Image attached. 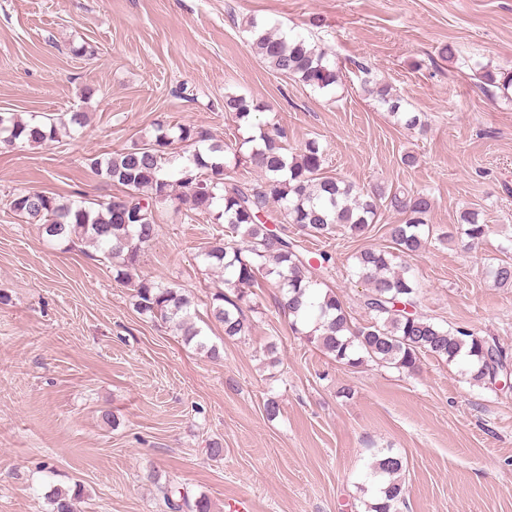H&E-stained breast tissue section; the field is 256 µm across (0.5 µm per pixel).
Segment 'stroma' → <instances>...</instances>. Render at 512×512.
Segmentation results:
<instances>
[{
	"instance_id": "stroma-1",
	"label": "stroma",
	"mask_w": 512,
	"mask_h": 512,
	"mask_svg": "<svg viewBox=\"0 0 512 512\" xmlns=\"http://www.w3.org/2000/svg\"><path fill=\"white\" fill-rule=\"evenodd\" d=\"M253 19L325 47L341 82L324 91L269 70L249 47ZM358 62L424 113L425 130L397 124ZM485 65L512 73V0H0V112L88 115L44 145L0 144V512H51L52 492L77 484V512H164L157 488L172 476L214 512L240 499L248 512H361L377 448L405 461L400 512H512V389L472 385L431 356L412 373L338 363L292 330L270 285L248 335L225 338L207 314L222 274L200 256L212 224L176 194L131 275L185 288L220 349L207 358L140 315L101 252L49 244L3 204L20 189L118 194L87 157L142 144L161 120L228 145L269 123L289 149L318 140L325 174L361 190H428L437 230L478 210L483 240L433 242L403 262L421 281L419 312L512 357V288L487 276L512 260V99L482 82ZM228 94L261 105L251 125L225 113ZM407 152L416 165H402ZM401 220L386 209L365 237L306 241L333 254L329 286L354 322L366 317L352 256L389 246Z\"/></svg>"
}]
</instances>
